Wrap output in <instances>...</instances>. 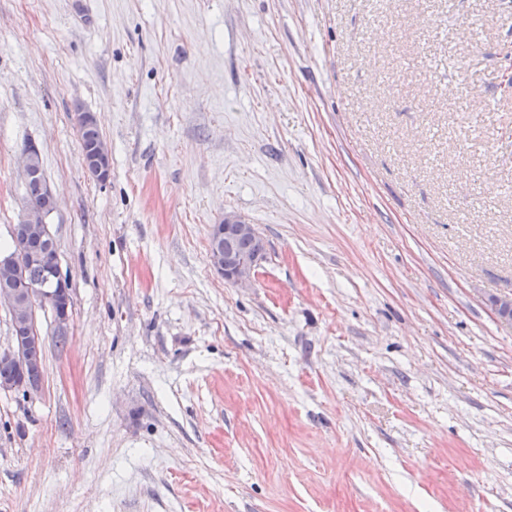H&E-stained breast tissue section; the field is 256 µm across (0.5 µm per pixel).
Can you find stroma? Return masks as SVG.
I'll return each mask as SVG.
<instances>
[{
	"label": "stroma",
	"instance_id": "obj_1",
	"mask_svg": "<svg viewBox=\"0 0 512 512\" xmlns=\"http://www.w3.org/2000/svg\"><path fill=\"white\" fill-rule=\"evenodd\" d=\"M510 68L512 0H0V244L32 142L72 294L0 512H512ZM105 150H108V147L103 143L98 148L97 158H89L85 161L87 175L99 183H106L110 178V168L105 164V159L110 164V158L109 156L105 158ZM232 238L251 240H234L233 248L237 254L247 255L254 246L252 254L247 257L236 255L230 247ZM208 247L209 260L217 274L224 277L225 282L239 288L252 285L266 259L265 244L255 224L231 213L225 214L224 224L212 226Z\"/></svg>",
	"mask_w": 512,
	"mask_h": 512
}]
</instances>
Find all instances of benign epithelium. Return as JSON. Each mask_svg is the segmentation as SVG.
<instances>
[{"label":"benign epithelium","mask_w":512,"mask_h":512,"mask_svg":"<svg viewBox=\"0 0 512 512\" xmlns=\"http://www.w3.org/2000/svg\"><path fill=\"white\" fill-rule=\"evenodd\" d=\"M107 145L98 148L97 157L85 161L88 176L99 183H105L110 178V168L105 164ZM13 237L25 239H44L50 235L46 215L37 210H27L23 221L12 225ZM233 238H245L253 244L252 254L241 257L230 247ZM209 260L214 270L224 281L239 288L252 285L258 269L266 259L265 244L255 225L241 217L227 213L224 223L215 224L209 237ZM39 260V253L22 251L0 254V272L6 271L14 276H22L27 268ZM49 286H37L29 290L25 296L14 292L0 290V306H5L10 314L23 313L27 316L35 314L36 307L51 308L58 329L62 330L70 320L72 296L69 282L62 277L60 268L54 267L48 271ZM490 305L498 320L512 327V296H493ZM41 345V338L34 333L30 336H12L7 349L0 352V364H9L15 370L13 382L0 389L8 392H18L25 397H32L40 392L42 367L32 361L31 353Z\"/></svg>","instance_id":"obj_1"}]
</instances>
